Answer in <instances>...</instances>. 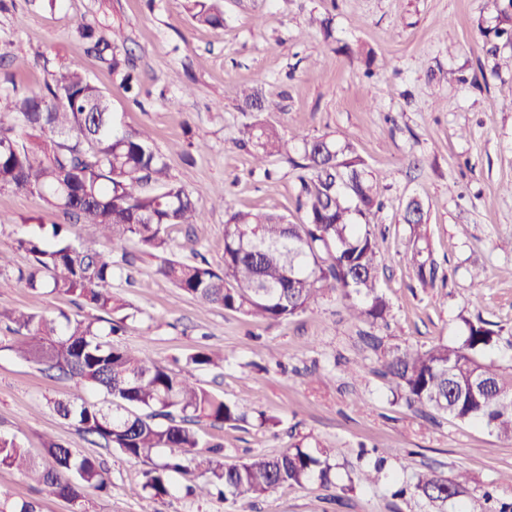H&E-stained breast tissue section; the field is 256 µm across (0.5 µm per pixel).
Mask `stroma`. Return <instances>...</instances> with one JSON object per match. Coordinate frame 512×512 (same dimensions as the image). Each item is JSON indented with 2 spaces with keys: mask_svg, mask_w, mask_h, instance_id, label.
<instances>
[{
  "mask_svg": "<svg viewBox=\"0 0 512 512\" xmlns=\"http://www.w3.org/2000/svg\"><path fill=\"white\" fill-rule=\"evenodd\" d=\"M224 24L196 23L186 0H13L0 12V91H41L62 63L79 62L108 93L127 129H149L174 178L204 198L223 189L238 209L272 211L304 220L295 205L299 169L288 160L255 166L241 139L254 115L237 91L258 87L281 104L268 119L282 132L324 134L351 142L384 207L369 230L381 244L378 286L390 305L386 324L352 319L349 302L327 293L312 309L284 322L255 323L220 306H203L155 272L140 255L133 283L116 279L125 306L121 342L174 370L186 369L204 347L224 361L195 379L247 414L246 421L200 422L204 441L224 447L229 461L275 455L297 441L338 451L337 483L347 481L364 448H392L387 480L355 485L343 500L311 480L283 486L251 502L195 498L184 489L196 473L177 477V492L152 499L143 488L148 463L132 461L76 430L52 408L84 394L80 384L52 377L13 349L15 334L2 312L96 311L45 290L0 288V435L33 453L55 440L96 458L108 470L107 491H92L93 512H440L395 490L416 474L470 472L472 512L512 504V443L487 430L436 413L422 414L397 399L391 380L374 374L384 352L457 344L467 321L483 319L499 339L485 359L512 365V43L496 36L512 16V0H220ZM332 17L331 33L320 19ZM89 21L122 30V50L135 62L141 94L131 98L120 79L75 33ZM25 59L12 66L11 57ZM429 213L427 238L416 241L401 221L409 199ZM224 210L205 206L192 229L169 235L179 260L218 266L224 257ZM37 196L0 189V252L9 272L31 257L16 249L21 236L50 233L63 223ZM421 246L436 269L423 285L412 261ZM381 349L366 347V333ZM270 424L260 425V416ZM491 499H484V492ZM0 497L35 503L37 512H74L68 501L39 493L18 472L0 469Z\"/></svg>",
  "mask_w": 512,
  "mask_h": 512,
  "instance_id": "1",
  "label": "stroma"
}]
</instances>
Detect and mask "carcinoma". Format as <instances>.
Instances as JSON below:
<instances>
[{
  "mask_svg": "<svg viewBox=\"0 0 512 512\" xmlns=\"http://www.w3.org/2000/svg\"><path fill=\"white\" fill-rule=\"evenodd\" d=\"M200 25L220 27L224 14L216 0H187ZM76 33L88 52L121 74L124 90L135 93L134 62L117 55L121 33H104L82 23ZM242 108L257 113L247 126L246 143L260 166L301 148V176L296 198L305 222L232 207L224 190L211 195L212 205L224 208V262L188 263L171 257L168 230L202 221L199 199L170 173L166 157L153 145L146 129L123 128L106 93L76 62L51 74L44 90L27 95L0 93V189L38 195L70 224H81L99 239L130 242L142 254L159 260L156 274L204 305H218L259 320L286 321L311 309L327 292L351 300V316L372 325L387 321L390 308L377 288L380 243L353 221L382 208L363 160L349 143L340 146L327 135L312 139L287 136L260 118L277 112L279 104L254 88L240 91ZM403 220L418 229L427 223L422 204L409 200ZM17 248L32 258L17 281L32 290L74 297L108 315L119 311L112 282L122 277L134 256L112 254L76 244L63 225H52L51 238L21 237ZM22 337L14 346L21 357L77 379L110 397L108 407L78 397L56 402L54 410L77 430L95 436L133 460H150L159 450L165 459L144 473V488L153 498L171 494L174 478L196 463L202 480L187 493L244 503L283 486H302L316 477L327 488L337 486L333 448H309L298 442L277 456L255 455L229 463L222 445L205 444L192 425L201 419L214 424L244 420L245 413L193 381L192 371L215 365L221 357L208 351L193 355L184 372H173L148 356L115 344L112 336L122 321L36 315L24 311L4 314ZM461 343H439L426 350L406 346L389 352L383 375L391 376L407 407H424L490 434L512 441V373L480 356L495 342V331L482 319L466 321ZM51 463L31 457L13 438L0 436V468L14 469L50 495L83 506L90 489L104 491L107 471L96 460L49 441L44 448ZM385 458L359 467L358 483L367 486L387 478ZM471 478L465 471L448 477L433 470L417 474L414 484L398 493L427 500L439 508L461 502Z\"/></svg>",
  "mask_w": 512,
  "mask_h": 512,
  "instance_id": "carcinoma-1",
  "label": "carcinoma"
}]
</instances>
